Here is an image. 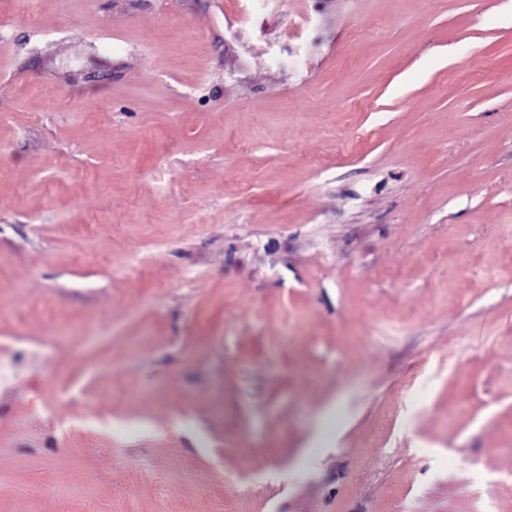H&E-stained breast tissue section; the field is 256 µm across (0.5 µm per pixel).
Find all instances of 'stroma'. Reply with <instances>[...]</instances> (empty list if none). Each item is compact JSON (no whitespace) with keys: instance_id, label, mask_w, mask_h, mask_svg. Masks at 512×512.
<instances>
[{"instance_id":"1","label":"stroma","mask_w":512,"mask_h":512,"mask_svg":"<svg viewBox=\"0 0 512 512\" xmlns=\"http://www.w3.org/2000/svg\"><path fill=\"white\" fill-rule=\"evenodd\" d=\"M0 512H512V0H0Z\"/></svg>"}]
</instances>
